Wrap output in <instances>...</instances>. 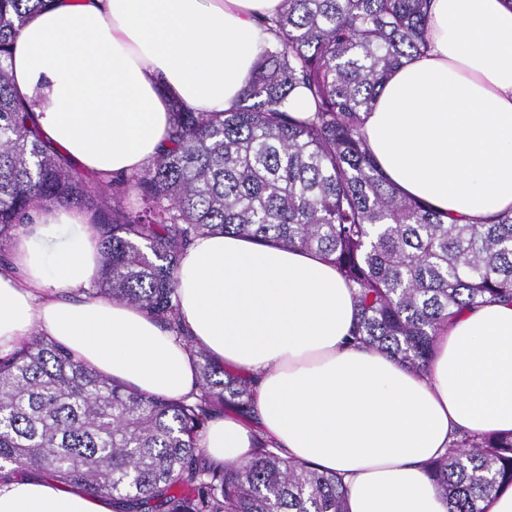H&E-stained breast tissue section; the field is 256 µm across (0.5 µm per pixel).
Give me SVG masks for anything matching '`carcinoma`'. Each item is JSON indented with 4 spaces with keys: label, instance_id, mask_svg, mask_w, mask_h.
I'll list each match as a JSON object with an SVG mask.
<instances>
[{
    "label": "carcinoma",
    "instance_id": "1",
    "mask_svg": "<svg viewBox=\"0 0 512 512\" xmlns=\"http://www.w3.org/2000/svg\"><path fill=\"white\" fill-rule=\"evenodd\" d=\"M45 5L0 0L1 239L23 231L35 204L91 213L96 290L187 343L177 271L196 238L314 252L353 290L354 341L417 374L456 312L512 303V212L450 224L401 193L364 140L363 114L385 79L428 50L430 0H281L259 20L270 38L224 120L176 105L169 146L117 178L79 172L12 93L10 45ZM193 354L198 390L171 400L96 374L45 336L0 352V477L42 472L112 500L113 512H347L342 476L284 457L262 436L244 462H209V420L226 409L253 418L254 390ZM427 472L448 512H485L512 486V434L457 438Z\"/></svg>",
    "mask_w": 512,
    "mask_h": 512
}]
</instances>
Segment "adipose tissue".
<instances>
[{"mask_svg": "<svg viewBox=\"0 0 512 512\" xmlns=\"http://www.w3.org/2000/svg\"><path fill=\"white\" fill-rule=\"evenodd\" d=\"M281 0H51L9 59L45 141L108 176L163 148L170 102H236ZM429 51L385 81L363 132L407 196L481 224L512 211V0H431ZM90 214L33 208L0 265V351L49 336L97 374L150 395L197 389L193 349L255 379L256 425L224 414L214 466L256 436L340 474L348 512H448L426 466L459 433L512 432V304L467 309L438 336L427 374L349 342L352 293L321 256L234 235L198 238L180 264L182 341L97 294ZM0 512H112L111 501L34 471L0 479Z\"/></svg>", "mask_w": 512, "mask_h": 512, "instance_id": "obj_1", "label": "adipose tissue"}]
</instances>
